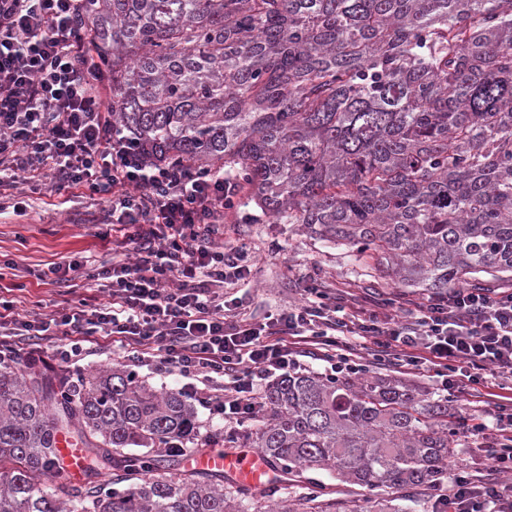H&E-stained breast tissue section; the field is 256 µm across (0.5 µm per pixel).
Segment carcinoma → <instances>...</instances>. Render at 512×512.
<instances>
[{
	"label": "carcinoma",
	"mask_w": 512,
	"mask_h": 512,
	"mask_svg": "<svg viewBox=\"0 0 512 512\" xmlns=\"http://www.w3.org/2000/svg\"><path fill=\"white\" fill-rule=\"evenodd\" d=\"M112 122L147 158L221 169L238 205L381 259L401 288L512 284V0H85ZM246 440L293 477L270 505L214 473L156 474L194 407L125 368L59 384L0 368V512H366L300 492L315 469L377 512L445 485L465 427L390 375L273 381ZM88 468L152 452L129 487L58 497L57 436ZM308 477L311 478V481L322 482L327 485V489L331 491H339L340 495H348V497L362 500L363 498H367L371 495V491L367 488L351 485V484H341L336 478L329 476L324 472H316L314 470H310L306 473Z\"/></svg>",
	"instance_id": "carcinoma-1"
}]
</instances>
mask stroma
<instances>
[{
	"mask_svg": "<svg viewBox=\"0 0 512 512\" xmlns=\"http://www.w3.org/2000/svg\"><path fill=\"white\" fill-rule=\"evenodd\" d=\"M17 211L0 215V299L18 301L21 312L49 313L84 300L105 302L90 275L112 249L133 233L113 230L102 221L104 200L81 197L79 190L55 191L50 180L24 191ZM250 218L234 216L224 227L229 244L244 243L250 249V282L240 285L242 311L252 322H263L270 313L301 299L304 284L315 282L353 294L356 303L368 305L399 296L417 303L426 293L400 288L384 278L376 258L359 257L351 248L330 243L297 224H271L250 206ZM75 259L83 275L75 286L45 284L38 275L50 263Z\"/></svg>",
	"mask_w": 512,
	"mask_h": 512,
	"instance_id": "1",
	"label": "stroma"
}]
</instances>
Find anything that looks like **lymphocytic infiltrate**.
Returning a JSON list of instances; mask_svg holds the SVG:
<instances>
[{"label":"lymphocytic infiltrate","mask_w":512,"mask_h":512,"mask_svg":"<svg viewBox=\"0 0 512 512\" xmlns=\"http://www.w3.org/2000/svg\"><path fill=\"white\" fill-rule=\"evenodd\" d=\"M83 0H0V213L14 190L51 178L56 189L111 194L109 218L134 225L131 256L95 275L108 302L51 317L25 318L0 301V363L37 366L39 348L18 338L58 340L60 367L73 368L97 338L111 340L124 365L149 363L183 378L210 418L229 434L266 409L270 379L320 357L328 376L365 371L361 351L414 374H434L443 391L487 389L492 422L469 425L489 474H450L436 512H512V289L456 288L414 309L355 307L351 294L310 285L301 303L263 323L237 319L226 285L248 279L246 244H216L240 185L220 170L151 162L138 139L112 122L99 92L102 73L87 36Z\"/></svg>","instance_id":"obj_1"}]
</instances>
